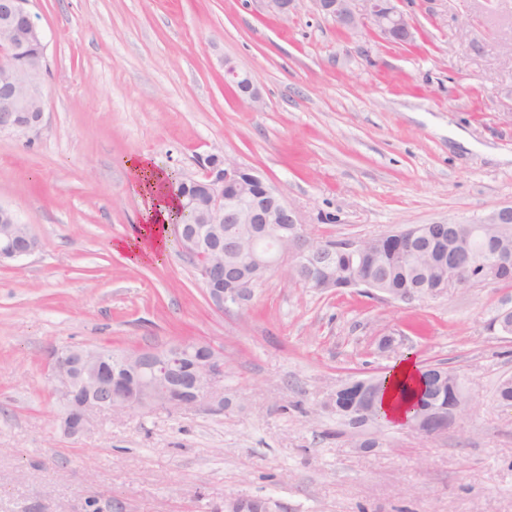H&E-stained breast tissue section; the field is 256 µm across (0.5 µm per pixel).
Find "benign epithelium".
<instances>
[{
  "mask_svg": "<svg viewBox=\"0 0 512 512\" xmlns=\"http://www.w3.org/2000/svg\"><path fill=\"white\" fill-rule=\"evenodd\" d=\"M261 2L277 16H287L298 7L297 0ZM29 3L0 0V133L17 136L38 134L44 122L46 44ZM312 3L338 29L351 35L375 29L391 43L407 44L414 39L415 27L394 0ZM224 76L240 95L259 100L252 77L228 60ZM193 182L204 185V201L200 206L194 199L186 202L185 209L193 214V220L177 226L175 245L196 260L206 297L216 311L248 301L254 287L272 271L284 270L291 277L304 266L322 271L332 265L336 246L312 237L301 212L257 172L213 155L203 179ZM475 223L512 227V205L491 211ZM225 224H250V236L226 238ZM442 225L448 228L454 249L448 257L450 262H456L464 252L468 268L484 273L500 263L493 247L479 255L460 243L463 223L444 221ZM37 247L31 225L23 223L15 210L0 204V265L27 257ZM354 286L379 292L387 300H406L404 295L370 280L359 279ZM51 374L62 385L65 409L60 427L72 437L84 431L91 410L126 412L154 405L182 409L209 397L224 407V398H215L212 392L213 381L224 375V356L200 342L184 341L165 350L115 358L98 347L70 346L52 353ZM464 406L465 398L458 396L449 405L410 407L404 424L429 438L441 433Z\"/></svg>",
  "mask_w": 512,
  "mask_h": 512,
  "instance_id": "1",
  "label": "benign epithelium"
}]
</instances>
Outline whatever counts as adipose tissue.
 I'll return each instance as SVG.
<instances>
[{
    "instance_id": "obj_1",
    "label": "adipose tissue",
    "mask_w": 512,
    "mask_h": 512,
    "mask_svg": "<svg viewBox=\"0 0 512 512\" xmlns=\"http://www.w3.org/2000/svg\"><path fill=\"white\" fill-rule=\"evenodd\" d=\"M128 166L134 176L132 187L142 202V221L127 238L118 240L115 248L134 262H159L169 244L168 213L175 201L168 192L165 172L152 166L147 156H136ZM418 367L414 358L394 364L387 375L383 405L393 421H403L408 408L400 396L402 387L418 388Z\"/></svg>"
}]
</instances>
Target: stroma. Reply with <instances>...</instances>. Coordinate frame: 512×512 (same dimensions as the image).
<instances>
[{
    "label": "stroma",
    "mask_w": 512,
    "mask_h": 512,
    "mask_svg": "<svg viewBox=\"0 0 512 512\" xmlns=\"http://www.w3.org/2000/svg\"><path fill=\"white\" fill-rule=\"evenodd\" d=\"M411 44L352 36L300 0H31L45 34V122L0 134V204L39 240L0 266V512H512V283L408 301L269 273L217 312L192 259L133 265L128 159L198 178L211 155L254 170L314 236L343 241L512 204V0H401ZM251 75L260 102L224 82ZM394 337L392 348L381 346ZM224 354V408L89 413L65 435L48 354L66 346ZM413 357L459 374L464 415L432 438L390 425L361 453L323 405L351 375Z\"/></svg>",
    "instance_id": "35a3bbf8"
}]
</instances>
